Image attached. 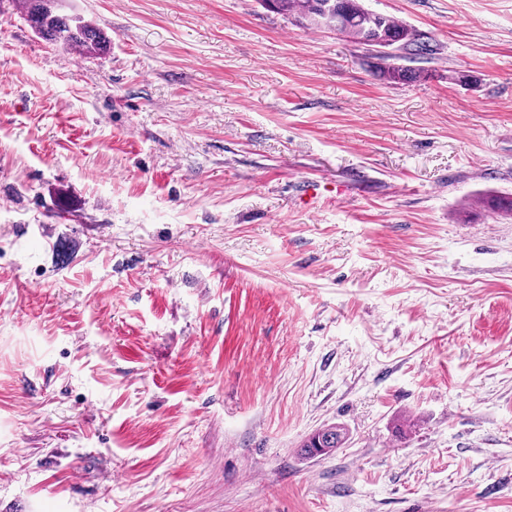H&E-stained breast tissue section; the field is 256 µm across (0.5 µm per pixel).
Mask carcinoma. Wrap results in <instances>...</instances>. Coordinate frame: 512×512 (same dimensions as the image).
Wrapping results in <instances>:
<instances>
[{"instance_id":"obj_1","label":"carcinoma","mask_w":512,"mask_h":512,"mask_svg":"<svg viewBox=\"0 0 512 512\" xmlns=\"http://www.w3.org/2000/svg\"><path fill=\"white\" fill-rule=\"evenodd\" d=\"M31 28L43 39L63 48L78 49L84 54H99L110 46L111 40L96 23L78 13L63 12L62 0H11ZM273 11L291 16L304 26L331 28L351 41L381 49L379 72L389 80L406 77L397 64L398 56L387 51L397 46L422 54L424 43L399 20L366 9L360 0H260ZM345 433L339 426L315 431L303 444L309 456L325 455L340 447Z\"/></svg>"}]
</instances>
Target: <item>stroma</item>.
<instances>
[{
    "label": "stroma",
    "mask_w": 512,
    "mask_h": 512,
    "mask_svg": "<svg viewBox=\"0 0 512 512\" xmlns=\"http://www.w3.org/2000/svg\"><path fill=\"white\" fill-rule=\"evenodd\" d=\"M68 3L107 51L0 0V512H512V0H363L396 81L258 0ZM31 28L43 39L84 54L104 52L111 40L105 31L84 15L63 12L62 0H9ZM345 439V433L339 426H330L315 431L304 442L302 448L306 455H325L338 448Z\"/></svg>",
    "instance_id": "35a3bbf8"
}]
</instances>
